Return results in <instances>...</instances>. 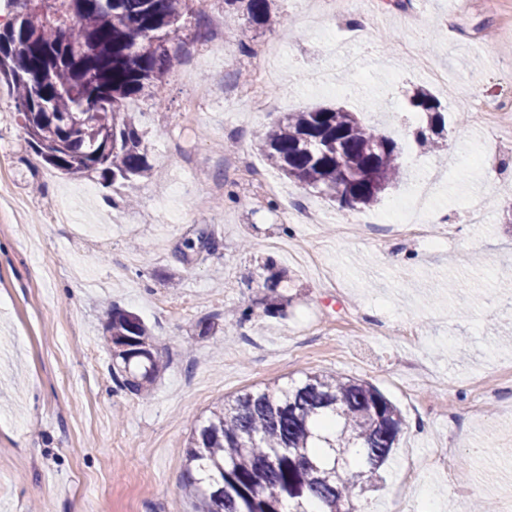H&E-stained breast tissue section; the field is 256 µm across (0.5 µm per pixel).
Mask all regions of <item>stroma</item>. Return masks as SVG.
Wrapping results in <instances>:
<instances>
[{
	"mask_svg": "<svg viewBox=\"0 0 512 512\" xmlns=\"http://www.w3.org/2000/svg\"><path fill=\"white\" fill-rule=\"evenodd\" d=\"M357 35L321 0H272V21L245 27L224 0H194L169 41L179 64L160 94L127 110L148 177L112 188L72 179L28 146L12 86L0 84V512H194L185 450L224 398L253 386L334 372L375 385L404 426L372 512H458L475 499L512 512V155L469 115L478 90L512 113V0H368ZM429 56L463 89L448 100L443 148L420 153L423 120L406 98L428 86L400 46ZM268 109L239 97L268 43ZM249 53H242V46ZM321 69L325 87L310 85ZM207 92L196 104L191 87ZM336 105L362 112L401 149L406 177L368 224L340 238L350 211L271 168L255 131L287 113ZM250 156L248 172L233 155ZM433 177L432 202L455 232L430 246L371 223ZM267 175L287 198L255 188ZM482 209L486 221L468 213ZM288 305L266 314L267 262ZM137 313L162 368L150 391L112 381L111 306ZM215 336L198 337L201 322ZM498 392L484 397L479 379Z\"/></svg>",
	"mask_w": 512,
	"mask_h": 512,
	"instance_id": "1",
	"label": "stroma"
}]
</instances>
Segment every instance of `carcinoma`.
<instances>
[{"label": "carcinoma", "mask_w": 512, "mask_h": 512, "mask_svg": "<svg viewBox=\"0 0 512 512\" xmlns=\"http://www.w3.org/2000/svg\"><path fill=\"white\" fill-rule=\"evenodd\" d=\"M249 26L271 21V0H224ZM190 0H22L0 29V77L18 90L31 149L72 175L99 173L105 186L148 175L151 165L127 100L160 91L177 54L166 43L182 29ZM408 106L427 117L414 141L442 148L441 102L416 90ZM257 149L300 185L351 210L369 208L403 175L396 141L356 112L317 106L262 128ZM264 311L279 313L284 273L266 263ZM112 380L134 395L158 372L153 338L141 318L112 306L106 327ZM401 411L369 382L309 373L224 400L194 427L186 449L196 512H350L381 479L402 432Z\"/></svg>", "instance_id": "carcinoma-1"}]
</instances>
